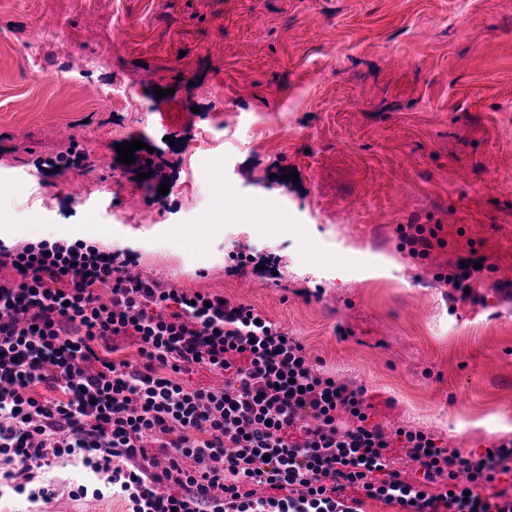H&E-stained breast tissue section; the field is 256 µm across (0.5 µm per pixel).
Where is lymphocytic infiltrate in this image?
Returning a JSON list of instances; mask_svg holds the SVG:
<instances>
[{
    "label": "lymphocytic infiltrate",
    "mask_w": 512,
    "mask_h": 512,
    "mask_svg": "<svg viewBox=\"0 0 512 512\" xmlns=\"http://www.w3.org/2000/svg\"><path fill=\"white\" fill-rule=\"evenodd\" d=\"M139 258L82 239L0 244V466L49 502L64 457L104 477L126 512H512L488 486L512 440L484 453L371 423L364 387L314 367L254 307L137 273ZM133 337L137 361L117 357ZM205 367L223 389L185 387ZM420 479L392 466L393 449Z\"/></svg>",
    "instance_id": "lymphocytic-infiltrate-1"
}]
</instances>
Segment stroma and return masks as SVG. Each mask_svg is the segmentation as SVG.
I'll use <instances>...</instances> for the list:
<instances>
[{
  "instance_id": "obj_1",
  "label": "stroma",
  "mask_w": 512,
  "mask_h": 512,
  "mask_svg": "<svg viewBox=\"0 0 512 512\" xmlns=\"http://www.w3.org/2000/svg\"><path fill=\"white\" fill-rule=\"evenodd\" d=\"M455 13L456 0H0V232L16 244L81 225L173 287L262 312L365 386L386 430L483 452L506 437L497 419L512 423L498 288L512 281V0ZM114 80L134 92L119 111L100 93ZM132 140L161 153L162 175L119 162ZM75 142L81 166H38ZM408 224L440 226L443 246L412 257ZM195 227L200 241L183 237ZM241 247L276 257L277 275H228ZM472 251L488 267L473 299L451 300L435 276Z\"/></svg>"
}]
</instances>
